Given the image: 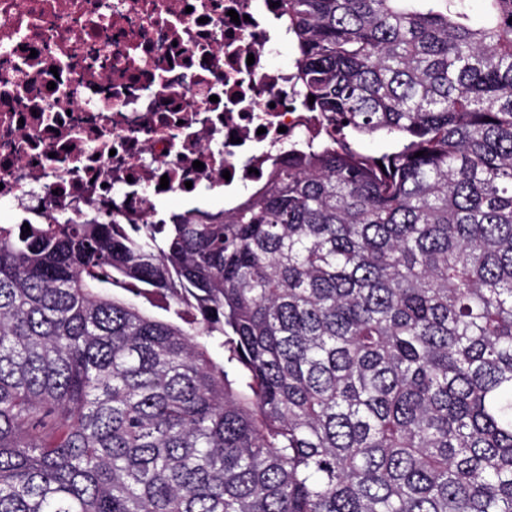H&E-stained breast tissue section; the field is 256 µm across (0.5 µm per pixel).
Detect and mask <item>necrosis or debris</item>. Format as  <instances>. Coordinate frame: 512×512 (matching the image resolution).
Masks as SVG:
<instances>
[{"instance_id": "necrosis-or-debris-1", "label": "necrosis or debris", "mask_w": 512, "mask_h": 512, "mask_svg": "<svg viewBox=\"0 0 512 512\" xmlns=\"http://www.w3.org/2000/svg\"><path fill=\"white\" fill-rule=\"evenodd\" d=\"M285 34L273 0H0V206L145 224L163 193L261 183L325 131L269 64Z\"/></svg>"}]
</instances>
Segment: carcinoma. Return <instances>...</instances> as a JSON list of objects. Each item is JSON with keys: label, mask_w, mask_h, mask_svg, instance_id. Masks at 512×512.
<instances>
[{"label": "carcinoma", "mask_w": 512, "mask_h": 512, "mask_svg": "<svg viewBox=\"0 0 512 512\" xmlns=\"http://www.w3.org/2000/svg\"><path fill=\"white\" fill-rule=\"evenodd\" d=\"M482 2L279 0L324 140L224 210L0 224V512H512V0Z\"/></svg>", "instance_id": "cac0c4a2"}]
</instances>
